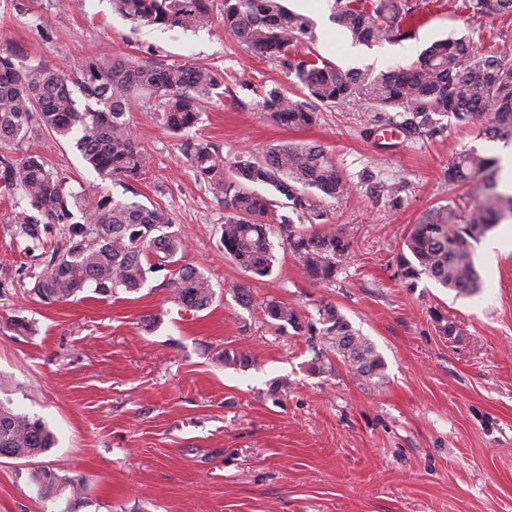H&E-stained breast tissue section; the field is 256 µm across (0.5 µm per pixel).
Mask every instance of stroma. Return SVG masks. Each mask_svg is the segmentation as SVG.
<instances>
[{
  "label": "stroma",
  "mask_w": 512,
  "mask_h": 512,
  "mask_svg": "<svg viewBox=\"0 0 512 512\" xmlns=\"http://www.w3.org/2000/svg\"><path fill=\"white\" fill-rule=\"evenodd\" d=\"M412 39L352 45L330 19L333 0H285L305 15L311 52L342 68L406 67L433 40L468 36L476 52L512 45V17L474 13L470 0H412ZM33 0L30 12L0 0V45L18 63L75 72L89 55H129L171 63L191 58L224 73L202 121L189 134L225 158L248 149L312 141L335 158L344 193L324 206L350 235V261L335 282L300 276L276 246L271 276L255 280L219 245L224 206L195 179L180 137L155 113L130 115L151 164L135 182L139 200L166 210L185 240L187 262L215 292L202 311L171 299L168 272L150 275L136 293L111 297L85 290L44 304L34 291L65 246L51 226L46 250L25 252L9 203L0 200V400L43 420L55 448L32 459L0 458V512H512V220L473 246L479 290L455 296L429 278L404 284V240L428 210L467 215L475 182L448 179V163L474 148L494 159L512 143L480 137V123L444 121L419 141L369 136V112L356 105L322 109L315 125L291 129L258 111L259 90L303 91L278 62L246 52L220 26L167 30L136 26L110 0ZM45 14L49 25L37 28ZM22 152L43 154L77 193L102 187L130 197L121 184L87 168L74 140L55 142L33 127ZM378 182L363 181L364 170ZM401 186L391 200L381 186ZM249 288L240 305L230 284ZM275 299L316 316L335 304L376 346L385 362L379 387L351 377L340 362L313 365L321 337L276 329L258 307ZM454 331L442 335L437 315ZM250 353L248 368L224 364L225 350ZM288 387L271 393L274 380ZM48 469L66 490L37 495L32 475ZM79 486L71 497L69 486Z\"/></svg>",
  "instance_id": "obj_1"
}]
</instances>
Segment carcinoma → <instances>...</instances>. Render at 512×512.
<instances>
[{
    "mask_svg": "<svg viewBox=\"0 0 512 512\" xmlns=\"http://www.w3.org/2000/svg\"><path fill=\"white\" fill-rule=\"evenodd\" d=\"M484 16L512 14V0H472ZM115 11L134 25L164 29H197L219 23L247 50L280 62L304 90V99L289 98L280 88L261 92L262 115L279 125L299 128L313 124L322 107L364 106L377 128L396 126L408 137H428L441 120L467 123L485 118L487 138L512 139V49L504 46L479 55L470 39L433 42L409 68L376 71L343 70L330 61L292 54L313 38L309 20L281 0H224L222 16L212 0H112ZM415 10L410 0H377L369 10L363 0H335L332 20L358 45L404 41L414 36L405 20ZM87 100L79 109L70 84ZM224 84V74L192 61L164 63L133 56L88 57L71 81L61 69L43 63L19 65L10 50L0 52V146L22 142L32 123L55 140L75 138L86 166L114 181H136L149 168L150 156L131 135L128 115L141 98L170 132L184 134L197 125L204 104ZM181 150L196 179L224 203L219 243L251 278L272 274L276 256L271 237L282 240L303 277L328 283L350 258L346 230L327 223L321 202L344 191L345 180L324 148L295 141L269 146L258 156L241 150L229 161L212 143L186 138ZM494 160L475 149L458 154L448 166L451 180H484L478 205L460 223L450 208L424 213L404 242L403 277L408 286L426 276L458 295L480 288L472 242L493 229L512 197L495 191ZM268 185L286 200L291 214H279L255 187ZM0 193L21 195L26 207L12 223L34 242L41 228L59 224L68 234L63 254L52 251L48 270L35 286L47 304L68 301L87 288L108 297L139 291L148 275L170 271L171 299L201 311L213 302L209 278L182 262L187 247L173 230V220L159 207L137 200H116L100 192L93 200L67 187L66 178L39 153L20 158L0 155ZM310 227L294 229V219ZM265 321L284 329L307 330L324 339L336 359L354 378L379 386L385 363L374 343L352 326L336 305L325 303L318 318L301 319L287 304L268 300L261 306ZM255 359L245 352L224 351V365L248 368ZM54 434L37 418L0 402V451L27 459L54 447ZM39 495L58 492L59 477L50 470L34 475Z\"/></svg>",
    "mask_w": 512,
    "mask_h": 512,
    "instance_id": "cac0c4a2",
    "label": "carcinoma"
}]
</instances>
